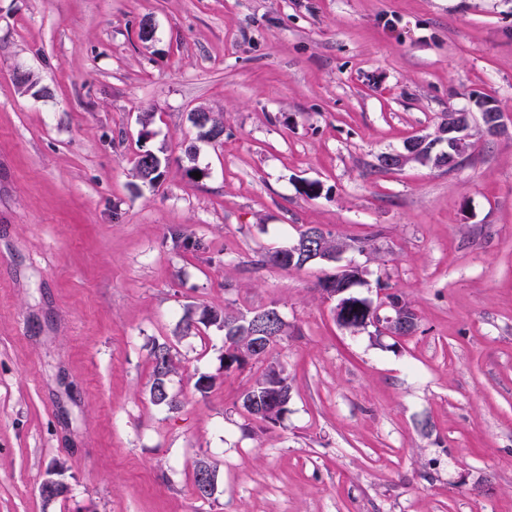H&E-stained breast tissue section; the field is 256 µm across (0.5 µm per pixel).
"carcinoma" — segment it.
Instances as JSON below:
<instances>
[{"instance_id": "obj_1", "label": "carcinoma", "mask_w": 512, "mask_h": 512, "mask_svg": "<svg viewBox=\"0 0 512 512\" xmlns=\"http://www.w3.org/2000/svg\"><path fill=\"white\" fill-rule=\"evenodd\" d=\"M137 177L143 183L154 185V182L161 178V160L153 152L141 157L134 164ZM297 250L292 261H285L278 265L283 270H299L307 265V262L318 255L320 258L333 259L336 253L347 247V244L340 242L326 235L318 227H308L301 231L295 240ZM360 282L358 269L352 268L342 272V278L333 283L321 281L322 288H346ZM345 296L350 302L347 309L346 323L358 327L364 324L367 309L364 308L365 299L346 292ZM216 327L224 330V365L248 358L255 363L263 362L254 348L255 338L252 337L254 329L245 320L244 313L228 312L226 309L205 306L202 308L199 317H193V310L186 311L177 325L176 335L198 336L202 328ZM152 363L151 384L149 388L150 401L155 405H164L170 409L178 408L173 394L170 391L169 383L171 376L176 373L175 354L173 345L169 342L152 344L150 350ZM274 373L271 366L264 367L261 374L256 378L253 385L243 397V407L252 416L264 420L275 421L282 419L287 411L288 400L291 393V385L288 379H283V385L278 389L277 397H272L267 388L268 378Z\"/></svg>"}]
</instances>
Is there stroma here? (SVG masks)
<instances>
[{
    "label": "stroma",
    "instance_id": "obj_1",
    "mask_svg": "<svg viewBox=\"0 0 512 512\" xmlns=\"http://www.w3.org/2000/svg\"><path fill=\"white\" fill-rule=\"evenodd\" d=\"M476 95L512 114V0H0V512H512V137L379 163ZM310 225L412 335L339 327L335 263L257 264ZM190 304L280 310L279 423L242 407L262 366L225 370L223 331L176 337ZM164 340L176 410L149 399ZM146 152H150L147 156H142L136 164H134V169L136 171L137 177L142 180L143 183L154 186V182L161 178V160L160 158L152 151L145 150Z\"/></svg>",
    "mask_w": 512,
    "mask_h": 512
}]
</instances>
